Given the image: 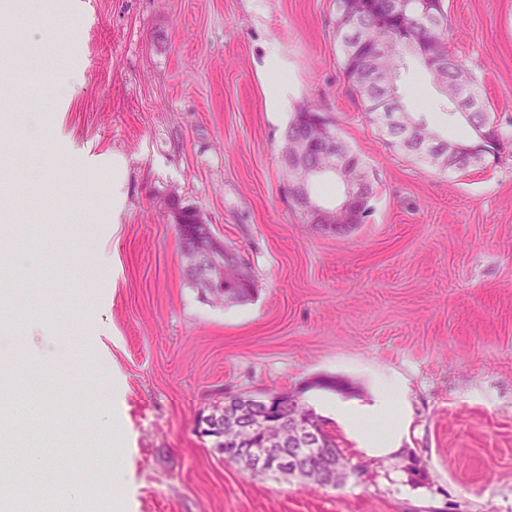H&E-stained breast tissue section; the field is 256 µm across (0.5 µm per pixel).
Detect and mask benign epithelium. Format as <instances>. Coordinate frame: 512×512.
I'll list each match as a JSON object with an SVG mask.
<instances>
[{"label": "benign epithelium", "instance_id": "benign-epithelium-1", "mask_svg": "<svg viewBox=\"0 0 512 512\" xmlns=\"http://www.w3.org/2000/svg\"><path fill=\"white\" fill-rule=\"evenodd\" d=\"M406 45L424 56L429 72L439 70L446 58V51L433 43L419 44L405 40ZM494 128L483 125L474 131L468 143H438L448 146V151L462 159L478 158L483 145L487 144ZM320 153L329 159L325 167L312 162V156ZM288 171L286 192L292 203L310 218L324 233L335 235L343 226L360 222L366 204V192L362 187H352L343 200L334 207H324L307 191V186L327 171L342 173L349 168V154L342 149L336 133L327 120L305 125L304 133L296 140L293 153L284 161ZM209 268L223 269L224 242L213 237L208 248ZM198 430L214 439V446L224 445V458L252 473H267L288 468L296 473L306 470L310 458L322 460L323 480L331 483L341 480L347 464L326 453L323 431L320 423L310 416H293L284 411V404L278 405L267 397L247 399L231 398L212 407L204 416ZM247 430L260 441L244 450L234 447L237 436Z\"/></svg>", "mask_w": 512, "mask_h": 512}]
</instances>
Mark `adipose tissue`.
I'll return each mask as SVG.
<instances>
[{
  "instance_id": "1",
  "label": "adipose tissue",
  "mask_w": 512,
  "mask_h": 512,
  "mask_svg": "<svg viewBox=\"0 0 512 512\" xmlns=\"http://www.w3.org/2000/svg\"><path fill=\"white\" fill-rule=\"evenodd\" d=\"M316 403L334 415L337 424L356 442L359 454L384 458L400 453L401 438L411 421L403 383L375 392L367 403L329 396L317 398Z\"/></svg>"
}]
</instances>
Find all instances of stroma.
Masks as SVG:
<instances>
[{
    "label": "stroma",
    "instance_id": "1",
    "mask_svg": "<svg viewBox=\"0 0 512 512\" xmlns=\"http://www.w3.org/2000/svg\"><path fill=\"white\" fill-rule=\"evenodd\" d=\"M334 19L333 0H0V470H119L93 512H512V138L464 172L394 144L346 90ZM20 28L56 36L9 54ZM448 48L512 135V0H448ZM307 100L372 180L343 236L284 192ZM173 195L236 248L248 300L186 280ZM398 379L397 456L320 413L335 487L252 474L197 428L230 396L332 381L366 402Z\"/></svg>",
    "mask_w": 512,
    "mask_h": 512
}]
</instances>
